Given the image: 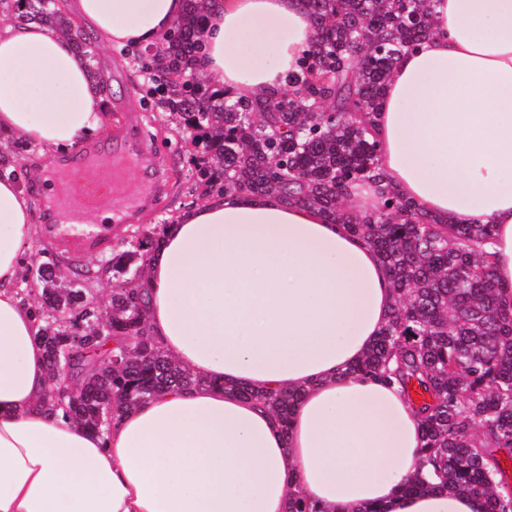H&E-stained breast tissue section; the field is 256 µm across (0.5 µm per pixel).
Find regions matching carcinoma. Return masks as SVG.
<instances>
[{"label":"carcinoma","instance_id":"carcinoma-1","mask_svg":"<svg viewBox=\"0 0 512 512\" xmlns=\"http://www.w3.org/2000/svg\"><path fill=\"white\" fill-rule=\"evenodd\" d=\"M15 18L68 33L91 59L89 35L75 28L60 0H14ZM316 26L288 89L262 105L219 93L200 81L204 0L187 9L155 51L127 55L165 93L208 166L193 186L206 194L278 192L348 225L379 252L395 291L391 318L352 374L392 376L420 406L423 447L408 492L476 496L486 512H512L502 458L512 460V304L502 301L489 224H437L384 185L371 116L401 54L431 34V0H304ZM371 183L379 206L345 208L348 187ZM166 225L133 227L98 272L112 275L107 307L78 278L63 282L57 256L37 265L36 288H21L39 323L48 368L60 363L71 396L41 399L80 424L104 432L116 410L156 393L203 384L176 365L147 327L142 276ZM287 423L302 391L240 390Z\"/></svg>","mask_w":512,"mask_h":512}]
</instances>
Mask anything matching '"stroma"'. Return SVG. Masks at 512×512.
I'll use <instances>...</instances> for the list:
<instances>
[{"mask_svg":"<svg viewBox=\"0 0 512 512\" xmlns=\"http://www.w3.org/2000/svg\"><path fill=\"white\" fill-rule=\"evenodd\" d=\"M93 56L94 67L112 85L115 97L111 109L135 114L138 133L159 172L156 182L141 187L151 204L139 212L137 221L142 225L174 223L183 205L200 201L199 196L190 194L189 187L201 155L190 143L188 133L164 112L159 96L132 93V85L140 83L141 78L123 48L102 45L94 49Z\"/></svg>","mask_w":512,"mask_h":512,"instance_id":"35a3bbf8","label":"stroma"}]
</instances>
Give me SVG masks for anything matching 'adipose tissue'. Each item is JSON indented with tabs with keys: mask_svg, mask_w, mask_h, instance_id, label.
I'll use <instances>...</instances> for the list:
<instances>
[{
	"mask_svg": "<svg viewBox=\"0 0 512 512\" xmlns=\"http://www.w3.org/2000/svg\"><path fill=\"white\" fill-rule=\"evenodd\" d=\"M195 67L255 103L286 86L313 21L302 0H206ZM104 44L155 48L186 0H69ZM432 33L401 55L372 132L386 181L441 224H489L512 301V0H432ZM104 95L71 37L0 26V136L64 151L101 132ZM33 201L0 176V512H485L482 500L404 494L418 463L416 405L351 374L394 302L377 251L346 225L275 193L227 191L183 208L144 278L148 326L204 378L117 412L104 434L39 398L50 384L38 322L16 285ZM302 390L289 423L236 394Z\"/></svg>",
	"mask_w": 512,
	"mask_h": 512,
	"instance_id": "ef3b65f1",
	"label": "adipose tissue"
}]
</instances>
